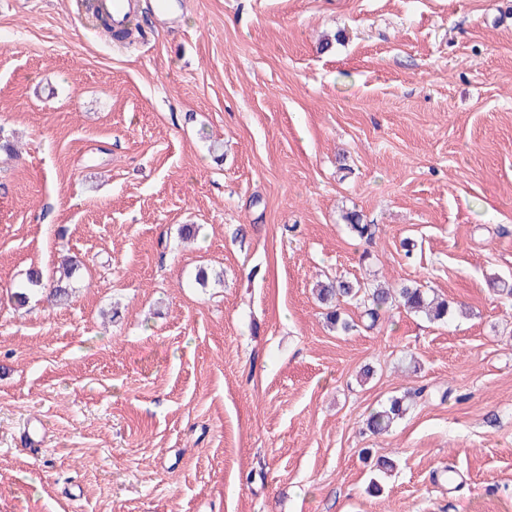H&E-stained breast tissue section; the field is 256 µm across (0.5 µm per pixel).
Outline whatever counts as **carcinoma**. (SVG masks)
Segmentation results:
<instances>
[{
    "label": "carcinoma",
    "instance_id": "cac0c4a2",
    "mask_svg": "<svg viewBox=\"0 0 512 512\" xmlns=\"http://www.w3.org/2000/svg\"><path fill=\"white\" fill-rule=\"evenodd\" d=\"M350 231L359 238L372 237V228L369 224L362 223L361 215L350 212L346 216ZM79 261H74L69 272L63 273V277L53 283L50 294L58 299L69 297L70 285L65 279L72 277ZM316 296L323 306L327 308L326 318L330 326L336 330L347 333L352 325L342 317L341 303L354 302L363 308V314L370 320V325H375L382 314L390 307L399 304L411 312H423L437 321L448 319L449 306L445 300H437L430 297L429 292L413 284H404L399 288H370L356 281L322 282L316 288ZM407 411V404L402 397H393L379 409L369 413L367 426L374 434L388 432L393 423L402 418Z\"/></svg>",
    "mask_w": 512,
    "mask_h": 512
}]
</instances>
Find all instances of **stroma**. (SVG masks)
<instances>
[{
    "mask_svg": "<svg viewBox=\"0 0 512 512\" xmlns=\"http://www.w3.org/2000/svg\"><path fill=\"white\" fill-rule=\"evenodd\" d=\"M137 23L116 48L77 0H0V512H512V0ZM67 256V302L15 305ZM327 278L451 313L338 333ZM407 411L405 398L392 397L379 409L369 413L367 426L374 434H383L388 432L393 423L402 418Z\"/></svg>",
    "mask_w": 512,
    "mask_h": 512,
    "instance_id": "stroma-1",
    "label": "stroma"
}]
</instances>
